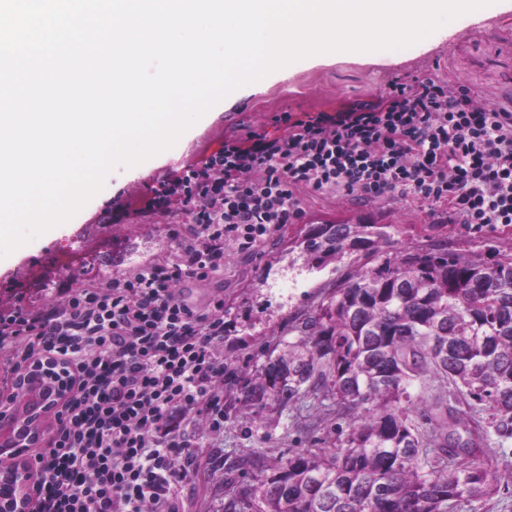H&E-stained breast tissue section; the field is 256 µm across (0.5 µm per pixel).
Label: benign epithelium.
I'll use <instances>...</instances> for the list:
<instances>
[{
	"label": "benign epithelium",
	"instance_id": "obj_1",
	"mask_svg": "<svg viewBox=\"0 0 512 512\" xmlns=\"http://www.w3.org/2000/svg\"><path fill=\"white\" fill-rule=\"evenodd\" d=\"M71 387L51 357L32 361L19 374L9 403L0 408V489H10L0 493V512H34L39 473L28 461L29 449L45 436L56 403Z\"/></svg>",
	"mask_w": 512,
	"mask_h": 512
}]
</instances>
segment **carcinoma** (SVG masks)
<instances>
[{
  "label": "carcinoma",
  "mask_w": 512,
  "mask_h": 512,
  "mask_svg": "<svg viewBox=\"0 0 512 512\" xmlns=\"http://www.w3.org/2000/svg\"><path fill=\"white\" fill-rule=\"evenodd\" d=\"M376 224H317L296 243L310 269L363 262L237 386L252 416L308 394L336 416V446L224 472V512H488L512 487L491 440H512V252L380 258ZM433 375L448 402L413 393Z\"/></svg>",
  "instance_id": "obj_1"
}]
</instances>
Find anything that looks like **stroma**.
I'll return each instance as SVG.
<instances>
[{
    "mask_svg": "<svg viewBox=\"0 0 512 512\" xmlns=\"http://www.w3.org/2000/svg\"><path fill=\"white\" fill-rule=\"evenodd\" d=\"M512 7L499 0L484 7L481 16H461L452 32L427 44L394 50L330 57L311 56L287 70L269 74L258 87L237 89L188 129L171 149L141 164L138 173L118 168L106 183L112 196L91 201L63 229H52L10 255L0 258V306H24L38 314L65 299L75 288L133 271L165 256L173 248L175 217L152 214L128 224H109L108 210L135 205L168 173L196 163L221 150L230 138L257 132L268 138L286 132L283 113L302 118L334 112L348 104L382 99L391 81L440 80L465 85L483 103L496 106L512 101ZM304 215L268 238L255 252L226 250L224 278L211 283L184 281L178 294L186 303L206 307L224 298V342L220 352L228 373L225 387H236L244 372L261 364L267 341L291 340L289 320L305 318L330 296L354 267L355 257L339 267L309 269L293 242L312 224H385L390 238L385 253L427 249L447 243L449 250L475 258H491L512 247V234L477 230L450 219L447 206L429 207L400 195L367 199L335 190L302 194ZM89 250V259L62 270V249ZM181 433L191 442L196 460L184 479L186 512H221L224 471L240 458L260 453L287 459L291 451L313 440H335L336 420L317 396L287 408H274L252 419L230 393L224 397V424L213 428L193 416H177Z\"/></svg>",
    "mask_w": 512,
    "mask_h": 512,
    "instance_id": "1",
    "label": "stroma"
}]
</instances>
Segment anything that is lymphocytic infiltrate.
Listing matches in <instances>:
<instances>
[{
    "label": "lymphocytic infiltrate",
    "mask_w": 512,
    "mask_h": 512,
    "mask_svg": "<svg viewBox=\"0 0 512 512\" xmlns=\"http://www.w3.org/2000/svg\"><path fill=\"white\" fill-rule=\"evenodd\" d=\"M281 121L285 135L226 140L136 209L109 213L113 224L181 217L174 252L40 314L0 310V348L55 357L74 384L32 457L35 512H180L189 443L170 415L224 420V300L197 308L175 288L223 278L226 245L249 250L298 223L301 193H397L448 205L463 224L512 227V110L479 104L468 86L396 81L380 102Z\"/></svg>",
    "instance_id": "f902f5d3"
}]
</instances>
